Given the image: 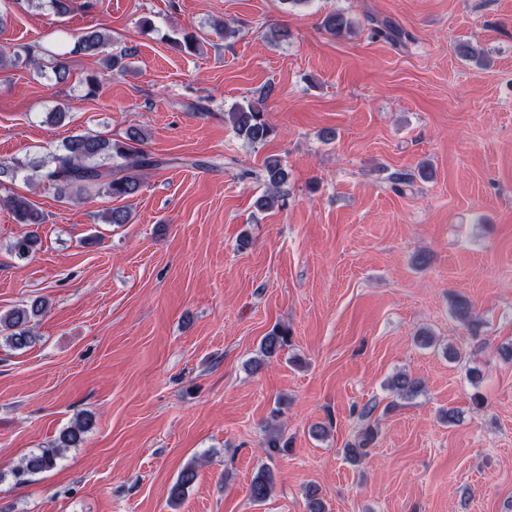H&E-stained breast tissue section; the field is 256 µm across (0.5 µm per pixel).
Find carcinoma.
Segmentation results:
<instances>
[{
    "instance_id": "carcinoma-1",
    "label": "carcinoma",
    "mask_w": 512,
    "mask_h": 512,
    "mask_svg": "<svg viewBox=\"0 0 512 512\" xmlns=\"http://www.w3.org/2000/svg\"><path fill=\"white\" fill-rule=\"evenodd\" d=\"M322 27L332 36H341L353 28L350 18L341 12H332L322 20ZM374 35L393 43H399L404 33L390 19L376 20ZM110 41L109 35L98 30L82 33L73 43L70 51L56 54L52 71L55 81L66 82L70 75L67 55L80 54L89 57H101L105 69L119 74L125 69L124 59L127 55L115 53L104 54ZM224 121L243 137L248 143L256 145L265 142L273 133V127L265 117L261 101H248L236 105L224 113ZM144 136L137 128L130 129L122 140H112L102 135L80 133L70 136L60 148L49 156L46 162H20L18 160L0 161V178L10 180L23 170H32L34 174L26 176L38 184L53 190L60 201L79 202L95 195H105L112 199L127 198L136 195L143 185V171L157 169L165 164L142 149ZM267 185L275 190L286 183L287 174L280 159L271 157L265 161ZM4 204L12 212L19 224L30 226V230L16 239L11 250L21 259L29 257L37 250L41 241L39 227L45 223L43 211L28 197L14 194L4 199ZM47 302L39 297L27 304L0 312V335L5 342L16 350L28 347L34 340L33 322L43 316ZM453 314L465 324L473 323L472 307L464 298H458L453 304ZM289 344V330L274 327L261 342L264 356L272 358ZM390 391L401 397H410L421 389V382L406 373L394 375L388 383ZM88 427L84 419L63 431L55 445L44 448L25 457L13 474L22 480L54 469L61 455V449L71 448L81 441V435ZM378 431L371 425L361 427L354 442L348 444L347 454L356 459L366 454L365 448L373 444ZM197 477L192 465L184 468L169 492V504L176 506L183 500L185 490ZM273 476L270 469L261 470L251 481L250 497L261 503L271 494Z\"/></svg>"
}]
</instances>
